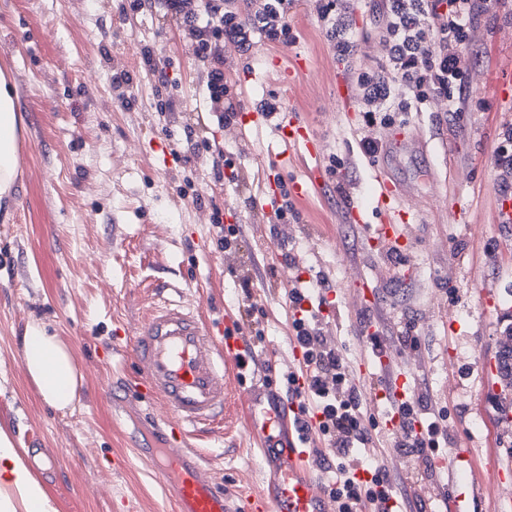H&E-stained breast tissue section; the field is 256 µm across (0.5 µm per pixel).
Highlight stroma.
Wrapping results in <instances>:
<instances>
[{
  "mask_svg": "<svg viewBox=\"0 0 512 512\" xmlns=\"http://www.w3.org/2000/svg\"><path fill=\"white\" fill-rule=\"evenodd\" d=\"M323 2L291 0L288 45L257 34L246 48L225 42L224 83L239 109L290 110L319 133L328 179L292 200V253L330 289L357 294L363 281L373 283L372 305L342 310L328 326L350 365L372 360L366 335L377 321L395 331L413 322L420 349L395 353L391 364L426 376L432 400L456 425L449 448L471 450L464 482L483 488L476 512H492L490 458L512 454V391L493 390L484 370L512 343V329L495 316L512 306V227L494 221V195L505 184L496 157L512 129V112L497 106L500 94H512V0H485L470 19L474 36L452 98L424 99L375 132L389 179L420 202L398 260L376 251L349 219L350 206L374 205L360 143L365 109L356 90L335 98L337 82L350 75L320 19ZM353 2L347 35L358 45V66L370 68L384 0ZM299 57L310 66L306 78L280 88L274 60ZM153 60L166 64L174 99L164 114L156 110ZM0 70L11 77L22 119L14 200L9 215L0 214V427L18 439L36 434L56 458L55 469L33 471L59 512H120L125 499L136 512H175L133 452L161 446L167 431L128 390L136 370L129 332L160 295L216 320L236 315L239 281L249 276L265 312L262 357L287 353L292 311L278 280L255 271L284 266L263 200L267 180L292 182L303 167H279L287 146L274 121L225 140L206 109L190 36L156 4L136 14L130 0H0ZM117 72L129 78L124 88L112 83ZM188 128L195 139L223 142L238 183L215 179L208 158L183 149ZM166 152L171 162H163ZM452 198L468 209V223L449 221ZM216 209L221 224L241 227L236 252L218 248L220 224L197 221L198 212ZM473 224L481 236L471 235ZM439 240L447 250L434 249ZM449 261L457 267L451 282L441 274ZM33 321L71 348L82 373L73 411L47 405L26 372L21 338ZM205 459L234 496L276 492L278 462L242 419L208 441Z\"/></svg>",
  "mask_w": 512,
  "mask_h": 512,
  "instance_id": "1",
  "label": "stroma"
}]
</instances>
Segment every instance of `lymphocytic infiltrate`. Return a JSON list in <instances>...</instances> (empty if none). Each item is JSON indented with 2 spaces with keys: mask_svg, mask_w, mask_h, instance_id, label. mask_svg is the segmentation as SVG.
<instances>
[{
  "mask_svg": "<svg viewBox=\"0 0 512 512\" xmlns=\"http://www.w3.org/2000/svg\"><path fill=\"white\" fill-rule=\"evenodd\" d=\"M159 3L165 16L176 19L191 35L192 52L203 65V87L218 126L236 124L237 106L224 87V41L237 38L238 33L224 26V0ZM323 291L320 280L301 281L288 291L289 305L300 313L292 321L293 341L303 353L307 387L302 391L296 388L292 369L281 370L280 376L288 395L314 403L321 413L314 427L294 417L292 429L308 447L324 446L318 465L327 474L324 488L336 512H428L426 503L414 493L415 480L432 476L430 452L447 443L448 420L429 398L427 380L421 374L408 375V396L401 402L389 391V375L379 376L376 385L386 390L387 406L400 412L392 445L413 460L416 473H400L381 463L367 467V480L356 478L355 471L362 464L357 451L372 442L377 425L367 413L364 394L354 383L345 356L321 326L318 305L325 300ZM239 310L249 329L244 350L249 373L271 372V365L261 358L264 311L253 301L250 290H243ZM418 424L423 426V434L415 433Z\"/></svg>",
  "mask_w": 512,
  "mask_h": 512,
  "instance_id": "obj_1",
  "label": "lymphocytic infiltrate"
}]
</instances>
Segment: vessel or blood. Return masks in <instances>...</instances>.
<instances>
[{
  "instance_id": "b4317fda",
  "label": "vessel or blood",
  "mask_w": 512,
  "mask_h": 512,
  "mask_svg": "<svg viewBox=\"0 0 512 512\" xmlns=\"http://www.w3.org/2000/svg\"><path fill=\"white\" fill-rule=\"evenodd\" d=\"M276 133L287 144L289 158L303 155L311 161L305 180L292 184L293 194L322 187L323 143L311 126L287 112ZM371 171L377 186L376 207L370 213L351 207L350 221L363 227L380 251L406 250L405 227L411 215L405 198L396 192L383 166L373 165ZM132 335L138 359L135 394L164 409L169 432L163 446L141 449L140 455L162 487L174 489L178 512H334L322 479L311 472L309 452L296 435L284 432L281 411L267 409L247 419L248 433L277 452L275 499L261 492L233 498L202 466L198 438L222 431L233 417L232 394L245 372L240 337L217 336L198 309L164 297L158 298ZM469 458V449L458 448L434 459L436 472L446 482L448 512H471V500L482 496L476 487L467 496L457 492L459 474Z\"/></svg>"
}]
</instances>
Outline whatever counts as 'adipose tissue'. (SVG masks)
<instances>
[{
  "mask_svg": "<svg viewBox=\"0 0 512 512\" xmlns=\"http://www.w3.org/2000/svg\"><path fill=\"white\" fill-rule=\"evenodd\" d=\"M19 116L12 86L0 71V204L9 205L18 173ZM26 370L41 398L59 411L72 408L78 397L82 376L69 347L45 325L31 322L22 337ZM27 451L15 447L11 434L0 427V486L15 489L20 503L0 499V512H57L48 491L33 474L26 460Z\"/></svg>",
  "mask_w": 512,
  "mask_h": 512,
  "instance_id": "1",
  "label": "adipose tissue"
}]
</instances>
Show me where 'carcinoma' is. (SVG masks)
I'll return each mask as SVG.
<instances>
[{
    "label": "carcinoma",
    "instance_id": "obj_1",
    "mask_svg": "<svg viewBox=\"0 0 512 512\" xmlns=\"http://www.w3.org/2000/svg\"><path fill=\"white\" fill-rule=\"evenodd\" d=\"M337 9L331 38L338 58L350 65L356 56L357 44L346 37L349 27L346 3L337 4ZM388 15V23L380 37L386 49L384 56L373 68L353 71V80L362 94L365 109L386 111L384 97L392 83L398 80L434 96L449 93L451 81L447 80L446 74L415 70L409 67V62L428 55L434 46L456 62V51L471 41L473 32L457 28L452 15L437 14L429 0H389Z\"/></svg>",
    "mask_w": 512,
    "mask_h": 512
}]
</instances>
